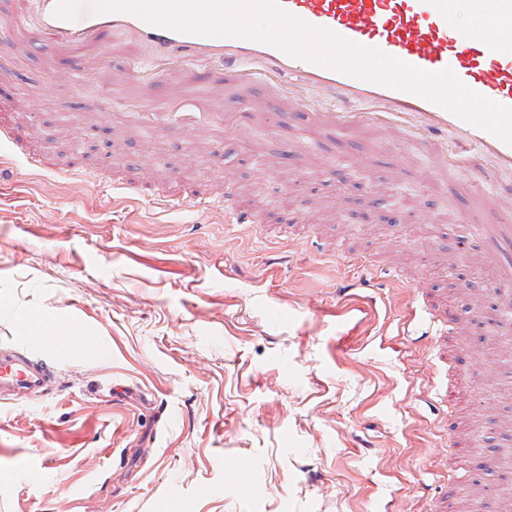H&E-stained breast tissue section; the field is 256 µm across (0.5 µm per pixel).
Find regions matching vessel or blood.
<instances>
[{
	"label": "vessel or blood",
	"mask_w": 512,
	"mask_h": 512,
	"mask_svg": "<svg viewBox=\"0 0 512 512\" xmlns=\"http://www.w3.org/2000/svg\"><path fill=\"white\" fill-rule=\"evenodd\" d=\"M37 30L46 54L64 52L79 57L98 50L104 34L147 48L155 55L180 62L183 86L200 76L227 80L248 92L265 88L269 110L288 109L298 119L333 131L373 126L405 130L420 148L432 151L439 165L470 173L482 184L488 170L512 171V145L462 121L424 97L369 82L314 64L264 42L235 37L182 33L148 24L129 13L97 15L89 0H37ZM290 15L329 29L348 40L380 49L420 69L451 68L473 91L512 106V0H468L471 22L458 27L456 0H279ZM505 25L498 32L484 30L487 14ZM114 93L129 95L138 75L112 76L98 70ZM219 98L203 101L193 113V125L206 128L223 120ZM175 105L163 102L144 119L152 131L164 130L175 119ZM488 267L497 273L494 292L502 304L503 328L512 330V207L492 212L484 236ZM429 315L446 336L458 326L462 313L448 304ZM49 374L42 363L25 354L0 349V401L42 389Z\"/></svg>",
	"instance_id": "vessel-or-blood-1"
}]
</instances>
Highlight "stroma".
I'll return each mask as SVG.
<instances>
[{
  "label": "stroma",
  "mask_w": 512,
  "mask_h": 512,
  "mask_svg": "<svg viewBox=\"0 0 512 512\" xmlns=\"http://www.w3.org/2000/svg\"><path fill=\"white\" fill-rule=\"evenodd\" d=\"M102 57L118 74L151 66L108 38L101 57L50 61L0 39V120L41 158L5 159L0 346L50 371L0 405V512H498L512 362L494 293H462L472 269L442 258L482 253L474 227L512 173L479 193L402 134L299 126L264 113L259 90L225 91L205 134L134 130ZM293 149L297 177L279 166ZM133 179L168 206L123 190ZM370 181L404 224L366 209ZM191 187L228 189L264 222H226ZM420 291L468 308L466 341L437 342ZM36 313L51 353L21 322Z\"/></svg>",
  "instance_id": "obj_1"
}]
</instances>
